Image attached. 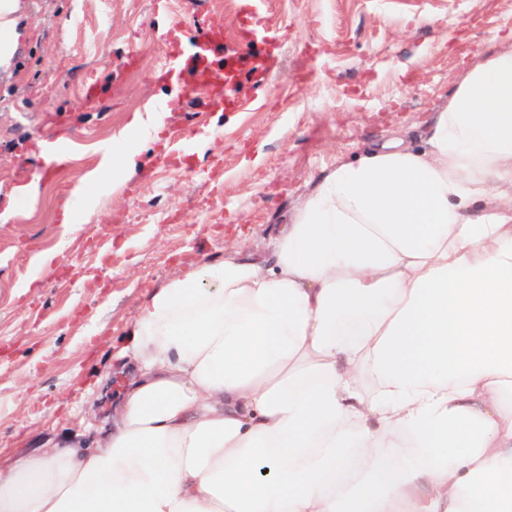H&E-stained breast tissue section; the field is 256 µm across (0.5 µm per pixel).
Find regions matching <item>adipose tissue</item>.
<instances>
[{
    "label": "adipose tissue",
    "mask_w": 512,
    "mask_h": 512,
    "mask_svg": "<svg viewBox=\"0 0 512 512\" xmlns=\"http://www.w3.org/2000/svg\"><path fill=\"white\" fill-rule=\"evenodd\" d=\"M272 253L150 294L94 449L0 455V512H512V45Z\"/></svg>",
    "instance_id": "1"
}]
</instances>
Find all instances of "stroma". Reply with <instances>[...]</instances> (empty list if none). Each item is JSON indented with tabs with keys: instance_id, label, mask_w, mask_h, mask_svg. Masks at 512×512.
I'll return each instance as SVG.
<instances>
[{
	"instance_id": "obj_1",
	"label": "stroma",
	"mask_w": 512,
	"mask_h": 512,
	"mask_svg": "<svg viewBox=\"0 0 512 512\" xmlns=\"http://www.w3.org/2000/svg\"><path fill=\"white\" fill-rule=\"evenodd\" d=\"M14 16L0 67L4 453L94 435L122 396L118 354L146 297L228 245L271 259L280 224L338 159L394 130L419 144L464 65L512 30V0H17ZM248 18L275 39H241ZM203 22L259 63L265 96L244 76L235 108L183 91L165 56ZM156 100L167 109L134 172L117 185L97 174L90 146ZM179 141L190 150L167 165ZM33 179L31 202L17 188ZM78 189L89 219L73 230Z\"/></svg>"
}]
</instances>
